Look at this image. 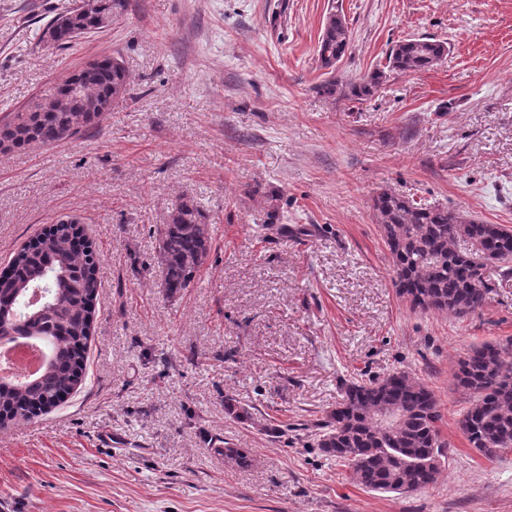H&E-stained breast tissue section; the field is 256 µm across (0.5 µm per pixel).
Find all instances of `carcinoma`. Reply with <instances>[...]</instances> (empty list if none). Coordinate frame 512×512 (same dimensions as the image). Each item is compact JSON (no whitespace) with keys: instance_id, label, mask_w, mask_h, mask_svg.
Here are the masks:
<instances>
[{"instance_id":"cac0c4a2","label":"carcinoma","mask_w":512,"mask_h":512,"mask_svg":"<svg viewBox=\"0 0 512 512\" xmlns=\"http://www.w3.org/2000/svg\"><path fill=\"white\" fill-rule=\"evenodd\" d=\"M55 16L42 38L67 45L104 28L101 15L121 17L128 0H95ZM351 32L346 20L329 14L317 43L321 64L330 68L345 54ZM448 52L447 43L430 38L397 42L389 50L386 68L401 74L428 70ZM385 78L376 69L357 82L330 78L321 85L334 95L345 89L356 100L374 94ZM130 85L122 62L101 58L97 67L74 74L54 96L70 92L64 105L44 112L43 97L0 123V140L21 148L51 144L54 132L67 136L97 122L100 102H117ZM374 211L388 248L398 295L409 296L413 309L438 311L463 318L479 314L489 284L485 269L494 264L512 269V229L484 224L455 208L431 206L389 191L374 198ZM212 233L201 206L181 202L158 230L156 260L161 287L174 295L196 280L209 254ZM99 252L86 241L77 224L58 223L30 242L10 260L9 274L0 276V341L17 339L47 346L51 360L42 371L21 382H0V428L31 421L63 402L82 382L86 351L100 283ZM42 289L48 299L32 309L29 293ZM455 385L472 396L460 420L471 447L491 459L512 448V348L484 343L457 362ZM224 411L238 421L252 413L224 398ZM442 413L426 383L405 371L348 384L343 398L321 426L317 447L349 467L353 482L378 492L421 491L437 478L448 444L441 438ZM231 467L246 468L251 458L241 448H224Z\"/></svg>"}]
</instances>
